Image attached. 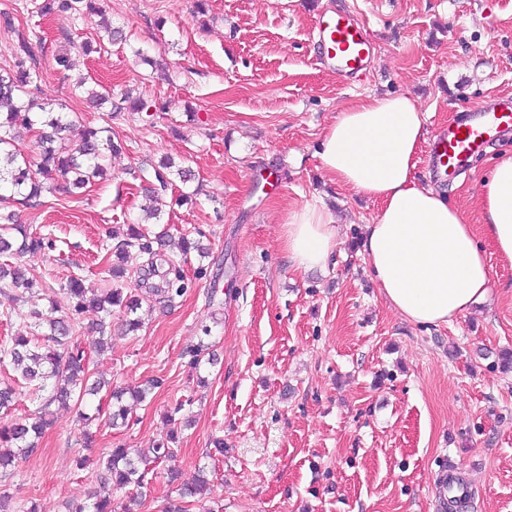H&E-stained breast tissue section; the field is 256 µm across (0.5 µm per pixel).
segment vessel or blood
<instances>
[{"label":"vessel or blood","mask_w":512,"mask_h":512,"mask_svg":"<svg viewBox=\"0 0 512 512\" xmlns=\"http://www.w3.org/2000/svg\"><path fill=\"white\" fill-rule=\"evenodd\" d=\"M312 36L322 61L343 80L361 77L374 53V41L353 12L319 14ZM465 121L439 129L431 143L436 173L457 178L493 143L512 134V96H500L471 105Z\"/></svg>","instance_id":"b4317fda"}]
</instances>
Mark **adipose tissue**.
<instances>
[{"mask_svg": "<svg viewBox=\"0 0 512 512\" xmlns=\"http://www.w3.org/2000/svg\"><path fill=\"white\" fill-rule=\"evenodd\" d=\"M424 116L403 95L368 93L342 108L325 129L318 156L332 180L377 199L362 251L388 304L407 321L439 326L488 293L485 237L512 263V157L498 160L484 182L482 234L445 197L418 179ZM285 249L296 268L325 267L338 245L332 213L308 205L288 215Z\"/></svg>", "mask_w": 512, "mask_h": 512, "instance_id": "adipose-tissue-1", "label": "adipose tissue"}]
</instances>
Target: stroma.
Returning a JSON list of instances; mask_svg holds the SVG:
<instances>
[{
	"label": "stroma",
	"instance_id": "obj_1",
	"mask_svg": "<svg viewBox=\"0 0 512 512\" xmlns=\"http://www.w3.org/2000/svg\"><path fill=\"white\" fill-rule=\"evenodd\" d=\"M40 0H0V68L25 38L41 75L38 101L65 104L82 129L110 126L122 153L109 178L37 204L10 199L0 212L53 240L24 258L46 282L34 304L0 293V337L27 332L31 308L72 301L70 277L107 288L114 226L158 209L179 256L182 235L203 232L208 257L184 266L187 289L173 305L139 272L147 257L129 248V289L147 294L141 328L124 334L113 314L90 371L118 386L158 381L130 403L128 426L111 428L108 400L89 427L59 408L36 453L0 477L11 512H73L96 487L98 460L111 448H148L174 435L176 451L156 468L145 495L113 494L116 512H444L445 468L472 486L467 512H512V372L497 365L512 350V263L488 251L486 298L450 323L404 320L381 297L361 250L378 201L333 183L317 155L339 106L370 91L409 96L427 136L464 119L469 104L512 94V0H97L98 13L40 16ZM346 8L375 42L369 73L348 83L324 67L311 42L318 12ZM128 42L84 53L101 20ZM67 51L70 68L57 66ZM158 102L160 112L73 99L78 78ZM512 137L490 146L466 178L441 184L466 223L479 224L478 198ZM190 167L202 186L193 203L170 187L146 198L161 157ZM322 202L339 244L326 269L298 271L281 240L287 214ZM209 326L213 360L192 350ZM190 427L169 420L174 407ZM223 454H213L214 440ZM85 469H78L79 459ZM210 500L181 498L199 468Z\"/></svg>",
	"mask_w": 512,
	"mask_h": 512
}]
</instances>
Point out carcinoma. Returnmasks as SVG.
Returning a JSON list of instances; mask_svg holds the SVG:
<instances>
[{"mask_svg":"<svg viewBox=\"0 0 512 512\" xmlns=\"http://www.w3.org/2000/svg\"><path fill=\"white\" fill-rule=\"evenodd\" d=\"M92 9V0H41L38 12L47 15L53 12L70 14L74 17L84 15ZM30 58L26 42L18 43L14 66L0 70V191L8 190L12 196H20L25 202L37 201L43 192L53 188L50 180L60 177L71 180L75 189L84 188L97 178L107 175L105 161L108 155L121 150V145L112 141L107 135L106 127H87L82 130L76 142L67 137L66 132L74 126L66 112H56L53 108L38 103L34 94L38 92V71L26 65ZM71 93L79 97L85 93L90 95L91 103L101 104L110 99L111 91L102 89L92 91L86 88L85 80L77 81ZM41 126V155L37 164L22 155L16 142L21 131H30ZM179 179L183 185L180 197L187 200L198 194L199 189L191 187L192 173L190 170L177 167L169 161L159 163L155 170L156 180L162 186L169 184L168 176ZM165 234L150 236L148 229L128 225L126 239L116 248V262L108 269L115 285L98 295L94 290L84 287L82 280L72 278L67 281L65 290L75 299L72 309L63 314H55L51 310L44 313L36 308L30 311L34 319V329L47 327V338L50 344L40 346L32 343L29 336H12L0 343V363L12 367L25 384L32 387V395L36 396L39 405L36 410L24 417L0 422V472H11L19 460L38 449L39 440L47 426L51 425L50 406L57 403L63 407L74 405L82 425L87 426L93 421L82 409L84 399L94 396L109 388L113 400L112 413L108 425L116 427L125 423L128 408L122 404L123 397H130L138 402L147 399L156 383L140 387L110 388L104 380L90 381L88 374V352L80 343L74 341L79 331V314L88 306H92L106 317L119 310L125 316L128 331L139 329L140 319L136 316L141 301L124 291L119 279L125 277V268L119 265L124 259V251L136 247L148 255V268L157 263L168 265L165 287L160 290L163 302L170 306L181 296L186 288L182 270L174 261L153 247L162 244ZM52 248L50 239L26 232L22 225L14 223L13 216H0V256L7 258L20 255L34 256ZM7 281L17 291L14 299L30 302L28 294L34 289L43 287L36 279L28 276L27 269L18 264L5 261L0 263V282ZM168 441L153 444L149 453L132 454L129 449L117 447L110 450L106 459L100 464L97 474L102 484V493L95 496L91 503L76 509V512H112V487L119 489L130 487L136 491L148 488V474L152 472L150 464L157 463L174 453ZM182 494L204 500L211 494V483L205 470H200L197 478L183 488Z\"/></svg>","mask_w":512,"mask_h":512,"instance_id":"carcinoma-1","label":"carcinoma"}]
</instances>
